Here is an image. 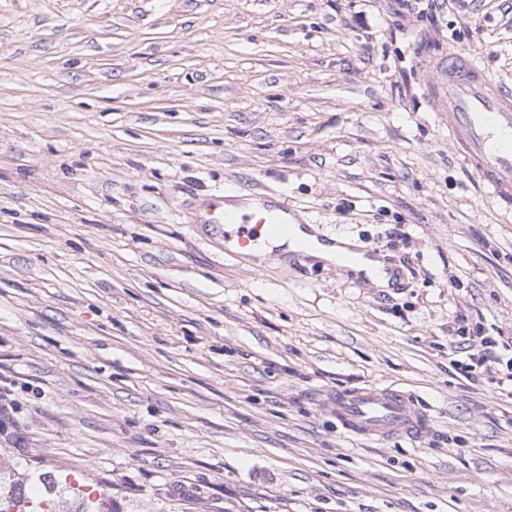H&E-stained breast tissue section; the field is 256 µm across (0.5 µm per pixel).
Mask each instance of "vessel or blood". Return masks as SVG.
I'll list each match as a JSON object with an SVG mask.
<instances>
[{"mask_svg": "<svg viewBox=\"0 0 512 512\" xmlns=\"http://www.w3.org/2000/svg\"><path fill=\"white\" fill-rule=\"evenodd\" d=\"M426 89L454 150L492 198L512 203V87L497 81L474 54L452 51L428 62ZM250 197L258 208L222 200L203 206L198 221L215 225L237 251H278L299 220L297 210L256 190ZM331 410L345 432L356 437L415 440L429 425L427 415L391 388L338 390Z\"/></svg>", "mask_w": 512, "mask_h": 512, "instance_id": "obj_1", "label": "vessel or blood"}]
</instances>
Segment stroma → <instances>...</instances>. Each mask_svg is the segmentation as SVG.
I'll return each mask as SVG.
<instances>
[{
    "label": "stroma",
    "instance_id": "obj_1",
    "mask_svg": "<svg viewBox=\"0 0 512 512\" xmlns=\"http://www.w3.org/2000/svg\"><path fill=\"white\" fill-rule=\"evenodd\" d=\"M512 86V0H0V449L122 512H512V206L422 74ZM283 196L397 286L226 249L204 203ZM409 394L418 440L327 399ZM482 344L485 348L481 353L470 354L469 359L471 360L472 364H466L465 367H479L488 374H497L500 372L499 365H501V356L492 349V347L496 346L497 341L490 337H484ZM331 410L346 433L356 437L418 439L429 425L409 398L391 388L376 386L336 390Z\"/></svg>",
    "mask_w": 512,
    "mask_h": 512
}]
</instances>
